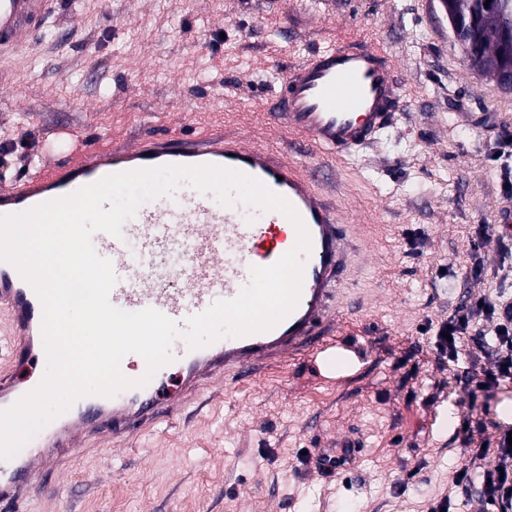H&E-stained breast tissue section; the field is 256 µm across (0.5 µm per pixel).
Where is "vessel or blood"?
<instances>
[{"instance_id":"1","label":"vessel or blood","mask_w":512,"mask_h":512,"mask_svg":"<svg viewBox=\"0 0 512 512\" xmlns=\"http://www.w3.org/2000/svg\"><path fill=\"white\" fill-rule=\"evenodd\" d=\"M53 3L0 0V51H19L45 24ZM267 110L287 131L293 152L319 159L332 171L351 152L373 145L395 123L401 110L398 68L377 43L328 45L286 68ZM164 165L232 168L294 206L311 238L300 302L268 331L224 337L198 349L173 347V363L181 369L177 394L161 395L149 383L111 398L77 400L47 437L30 439L12 458L0 460L1 502L27 499L47 459L76 448L81 435L105 434L110 446L126 444L161 418L178 416L185 400L213 381L236 384L302 353L320 379L333 382L369 356L357 340L336 335L339 284L360 248L359 225L344 222L334 193L319 187L307 165L284 159L238 133L177 140L168 136L122 149H81L64 162L40 165L19 184L1 187L0 215L72 194L110 174ZM176 241L189 249L178 285L149 287L142 277L144 266ZM296 242V228L283 214L240 203L221 206L212 194L192 189L185 197H161L139 207L124 223L121 237L97 234L95 250L111 260L118 277L110 293L113 305L128 312L152 308L182 324L214 302L237 297L249 283L252 267L271 265ZM0 309L10 317L12 360L30 364L43 358L42 304L17 270L4 262Z\"/></svg>"}]
</instances>
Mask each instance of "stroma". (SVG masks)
<instances>
[{
	"label": "stroma",
	"mask_w": 512,
	"mask_h": 512,
	"mask_svg": "<svg viewBox=\"0 0 512 512\" xmlns=\"http://www.w3.org/2000/svg\"><path fill=\"white\" fill-rule=\"evenodd\" d=\"M379 40L399 69V122L335 174L344 218L367 244L342 285L338 331L370 358L321 384L305 357L213 387L124 448L74 452L39 476L23 512H430L448 475L496 442L512 384L487 397L452 373L430 331L466 297L512 289L504 247L480 228L512 209L494 144L512 132V93L471 67L436 0H58L46 27L0 54V150L20 137L69 147L130 145L173 131H237L287 150L265 104L282 71L344 37ZM453 422H446V410ZM470 431H463V420ZM358 438L355 464L318 475L304 452Z\"/></svg>",
	"instance_id": "stroma-1"
}]
</instances>
